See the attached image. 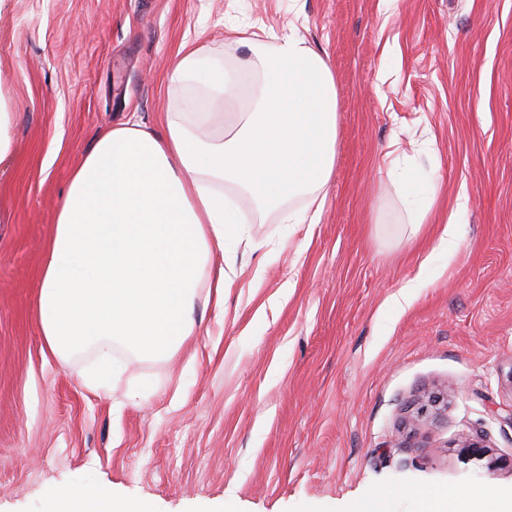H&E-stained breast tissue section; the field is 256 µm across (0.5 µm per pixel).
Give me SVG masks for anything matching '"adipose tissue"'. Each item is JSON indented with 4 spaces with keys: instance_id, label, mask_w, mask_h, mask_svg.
<instances>
[{
    "instance_id": "obj_1",
    "label": "adipose tissue",
    "mask_w": 512,
    "mask_h": 512,
    "mask_svg": "<svg viewBox=\"0 0 512 512\" xmlns=\"http://www.w3.org/2000/svg\"><path fill=\"white\" fill-rule=\"evenodd\" d=\"M234 63L190 50L171 80L196 92L158 135L127 120L103 131L74 170L43 255L34 313L62 360L89 351L79 374L109 388L133 358H169L197 327L205 293L223 311L241 271L234 244L250 215L277 208L285 224L318 223L336 162V76L296 25L264 41L236 31ZM397 194L412 229L437 186L412 172ZM47 512H145L111 485L66 488ZM421 512H502L491 493L429 497Z\"/></svg>"
}]
</instances>
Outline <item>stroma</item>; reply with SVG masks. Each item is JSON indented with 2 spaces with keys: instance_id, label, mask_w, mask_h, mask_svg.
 Wrapping results in <instances>:
<instances>
[{
  "instance_id": "35a3bbf8",
  "label": "stroma",
  "mask_w": 512,
  "mask_h": 512,
  "mask_svg": "<svg viewBox=\"0 0 512 512\" xmlns=\"http://www.w3.org/2000/svg\"><path fill=\"white\" fill-rule=\"evenodd\" d=\"M296 24L336 75V164L319 223L266 211L257 263L224 317L170 360L129 362L108 392L60 361L33 312L44 247L74 169L112 124L162 132L182 44L233 59L238 26ZM0 512L104 480L154 512H419L512 470L464 461L483 432L512 456V0H0ZM440 198L402 224L388 145ZM449 258L432 257L459 193ZM392 227L390 235L378 224ZM432 272L420 277L422 262ZM419 279L404 309L390 298Z\"/></svg>"
}]
</instances>
